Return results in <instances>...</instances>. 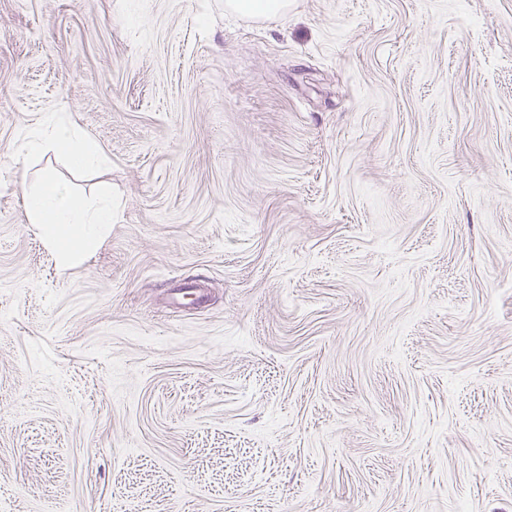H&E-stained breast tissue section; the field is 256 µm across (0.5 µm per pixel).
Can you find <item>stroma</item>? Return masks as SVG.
Segmentation results:
<instances>
[{
	"label": "stroma",
	"mask_w": 512,
	"mask_h": 512,
	"mask_svg": "<svg viewBox=\"0 0 512 512\" xmlns=\"http://www.w3.org/2000/svg\"><path fill=\"white\" fill-rule=\"evenodd\" d=\"M224 2L0 0V512H512V0ZM226 6L232 11L265 15L285 13L288 10V0H227ZM29 150L48 149L63 152L75 170L88 167L101 153L98 143L70 123L47 119L42 129L31 133ZM27 222L38 224L44 238L70 259L72 250L93 246L97 228L112 222V206L77 198L53 175L46 174L38 186L25 191Z\"/></svg>",
	"instance_id": "1"
}]
</instances>
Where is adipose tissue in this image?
Wrapping results in <instances>:
<instances>
[{
    "label": "adipose tissue",
    "instance_id": "1",
    "mask_svg": "<svg viewBox=\"0 0 512 512\" xmlns=\"http://www.w3.org/2000/svg\"><path fill=\"white\" fill-rule=\"evenodd\" d=\"M28 147L62 152L76 170L88 167L101 153L98 143L73 124L52 119L32 133ZM24 206L28 223L38 225L44 238L68 259L74 249L93 246L98 227L112 221L111 207L77 198L50 174L36 188L25 191Z\"/></svg>",
    "mask_w": 512,
    "mask_h": 512
}]
</instances>
